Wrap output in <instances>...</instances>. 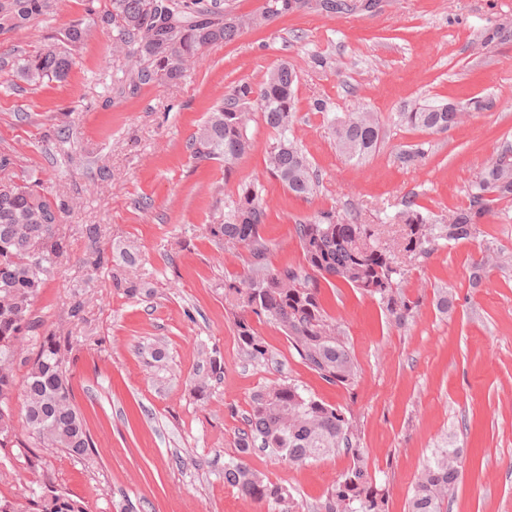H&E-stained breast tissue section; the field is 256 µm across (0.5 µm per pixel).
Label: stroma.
I'll list each match as a JSON object with an SVG mask.
<instances>
[{"instance_id":"35a3bbf8","label":"stroma","mask_w":512,"mask_h":512,"mask_svg":"<svg viewBox=\"0 0 512 512\" xmlns=\"http://www.w3.org/2000/svg\"><path fill=\"white\" fill-rule=\"evenodd\" d=\"M88 0H57L54 14L0 34L16 53L78 19ZM68 77L32 88L0 71V153L11 155L17 181L39 182L45 194L72 201L63 222L80 256L102 251L98 269L63 262L41 293V333L68 337L75 402L87 417L95 451L79 460L41 449L44 468L0 450V497L14 498L51 478L81 499L87 512H269L240 498L224 481L237 456L235 440L253 396L294 382L320 400L348 407L386 512H405L417 471L442 441L463 447L462 475L449 512H512V268L469 276L479 247L512 253V200L495 205L475 240L439 241L427 256H402L404 292L418 300L413 324L391 325L377 300L346 285L323 287L327 312L341 326L358 368L347 389L323 381L302 363L284 333L258 323L269 357L248 360L224 283L243 271L245 249L214 240L207 225L224 217V165L196 163L186 144L210 108L233 84L261 81L288 62L299 75L298 112L290 132L319 173L314 196L288 193L265 156L272 131L249 129L252 151L235 165L233 183L262 186L268 262L298 266V220L333 209L379 225L390 242L400 235L394 215L408 195L442 215L467 204L476 174L512 142V0H377L331 16L298 10L229 43L209 45L176 83L132 89L112 31L88 25ZM335 60L316 70L312 55ZM333 113L364 105L382 120V141L366 163L336 150L314 99ZM470 111L445 132L410 130L394 115L418 101L464 104ZM68 128L69 138L58 132ZM423 144L425 156L402 162ZM100 227L97 241L81 232ZM136 251L135 267L122 259ZM140 282L131 296L117 284ZM453 289L455 310L440 315L434 292ZM85 305L70 317L73 302ZM164 350V363L150 351ZM224 362L206 399L195 388L209 355ZM251 466L286 486L302 512H323L336 480L352 464L338 453L291 467L255 451Z\"/></svg>"}]
</instances>
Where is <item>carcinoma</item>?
Returning a JSON list of instances; mask_svg holds the SVG:
<instances>
[{"instance_id":"1","label":"carcinoma","mask_w":512,"mask_h":512,"mask_svg":"<svg viewBox=\"0 0 512 512\" xmlns=\"http://www.w3.org/2000/svg\"><path fill=\"white\" fill-rule=\"evenodd\" d=\"M160 0H109L100 23L112 28V47L125 59V81L137 89L156 83H173L202 60V50L246 32L259 30L273 19L300 8L336 14L348 9L345 0H267L260 12L236 13L217 0H168L177 25L163 30L155 24ZM55 0H0V34L53 13ZM87 37V27L77 20L59 34L44 39L33 55L14 56L0 49V70L30 86L60 81L68 75ZM298 73L282 62L258 83L241 80L224 91L200 130L187 143L197 162L224 163L225 183L234 165L253 148L248 136L255 113L274 134L267 148L266 167L295 197L309 198L318 187L312 162L288 137L297 112ZM464 108L451 103H414L396 113V123L412 130L443 132L462 122ZM337 150L354 164H363L377 152L381 122L364 107L329 118ZM14 160L0 154V448H23L29 467L41 465L30 445L13 428L12 400L16 370L27 368L23 382V414L31 438L41 445L61 448L84 459L94 451L87 422L75 403L71 374L62 336H37L36 303L46 282L69 258L63 217L71 205L41 193L29 183H17L8 174ZM512 197V143L497 152L468 188L469 203L446 215L424 214L408 197L394 220L405 235L402 250L427 255L432 245L470 240L479 233L476 219L484 218L499 201ZM267 213L261 189L239 183L224 194V222L208 225L211 237L238 244L248 253L241 275L224 282V299L238 309L235 326L245 356L266 359L267 348L253 322L277 325L303 363L328 384L351 387L358 369L336 319L325 309L321 283L340 282L378 299L386 317L399 329L408 327L418 302L400 288L405 269L395 249L380 241L376 225L346 221L335 210L317 212L295 225L302 250V265L272 268L269 246L263 236ZM512 266V253L486 245L472 264L473 279L492 269ZM435 308L450 315L455 295L440 288ZM36 351L25 355L28 343ZM224 373L221 359L209 357L199 390ZM246 429L237 440L238 457L224 465V482L245 498L300 512L290 491L254 470L248 458L261 448L301 467L344 450L353 465L343 474L324 503L325 512H385L386 491L377 485L368 459L359 448L351 412L311 395L297 383H278L254 395L245 418ZM463 449L435 448L414 477L407 512H448V502L462 473ZM0 512H86L81 500L38 486L18 499L0 498Z\"/></svg>"}]
</instances>
